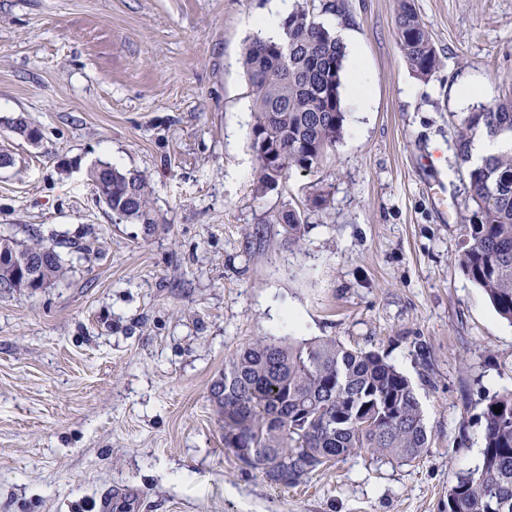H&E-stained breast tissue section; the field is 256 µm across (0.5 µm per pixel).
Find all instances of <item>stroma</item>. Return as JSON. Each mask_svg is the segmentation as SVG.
Returning <instances> with one entry per match:
<instances>
[{
	"instance_id": "1",
	"label": "stroma",
	"mask_w": 512,
	"mask_h": 512,
	"mask_svg": "<svg viewBox=\"0 0 512 512\" xmlns=\"http://www.w3.org/2000/svg\"><path fill=\"white\" fill-rule=\"evenodd\" d=\"M314 0L371 78L322 163L255 192L244 22L272 0H0V234L39 230L69 265L0 292V512H448L481 463L487 397L512 391V325L461 270L467 182L454 127L512 98V0H414L443 60L416 75L396 0ZM482 94L460 101L468 84ZM38 143L10 129L17 116ZM442 151L448 212L426 192ZM151 179L157 227L114 223L90 168ZM320 209H305L313 192ZM303 209L288 248L281 209ZM259 336L380 351L431 437L413 462L361 452L295 486L224 449L211 386Z\"/></svg>"
}]
</instances>
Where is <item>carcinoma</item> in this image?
<instances>
[{"instance_id": "1", "label": "carcinoma", "mask_w": 512, "mask_h": 512, "mask_svg": "<svg viewBox=\"0 0 512 512\" xmlns=\"http://www.w3.org/2000/svg\"><path fill=\"white\" fill-rule=\"evenodd\" d=\"M285 28L284 40L257 38L244 58L255 94L252 148L259 194L274 189L293 168L318 166L344 127L343 44L304 2L295 5ZM394 29L403 58L419 77L440 69L442 60L414 0H397ZM479 133L512 141V99L467 113L455 132L471 203L461 220L464 249L458 262L512 324V149L471 165L469 147ZM106 167V173L97 166L89 171L96 195L107 200L115 219L152 231L148 175ZM272 221L284 225L288 247L301 246V212L283 210ZM23 269L48 283L68 273L65 259L37 231L27 244L1 234L0 290L19 288ZM211 397L225 449L236 456L248 449L250 467L266 479L270 464L288 460L286 481L275 485L300 484L362 450L411 462L429 447L423 410L408 378L379 352L349 348L334 338L293 343L258 337L225 357ZM480 419L481 464L448 485V512H512V391L488 399Z\"/></svg>"}]
</instances>
